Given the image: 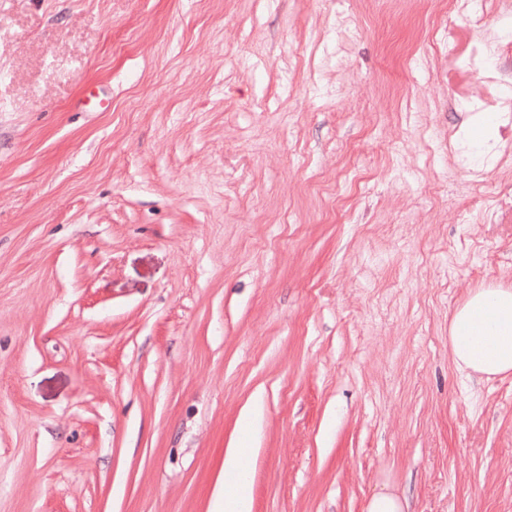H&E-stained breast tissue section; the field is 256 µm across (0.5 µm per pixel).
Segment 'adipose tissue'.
<instances>
[{"label": "adipose tissue", "mask_w": 512, "mask_h": 512, "mask_svg": "<svg viewBox=\"0 0 512 512\" xmlns=\"http://www.w3.org/2000/svg\"><path fill=\"white\" fill-rule=\"evenodd\" d=\"M448 346L456 368L468 379L512 376V287L470 291L451 319ZM242 456L239 448L224 455L226 482L216 493L218 512H250L248 485L238 478Z\"/></svg>", "instance_id": "1"}]
</instances>
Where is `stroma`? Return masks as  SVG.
I'll return each instance as SVG.
<instances>
[{
	"mask_svg": "<svg viewBox=\"0 0 512 512\" xmlns=\"http://www.w3.org/2000/svg\"><path fill=\"white\" fill-rule=\"evenodd\" d=\"M512 19L443 0H0V512H512ZM256 409L253 421L244 413ZM448 346L470 380L512 376V287L470 291L451 319ZM244 449L230 448L224 455V477L230 478L231 482L224 480L216 493V502L219 507L216 512H250L249 489L246 482L237 479L243 469L242 456ZM408 508L405 498L386 488L369 499L366 512H406Z\"/></svg>",
	"mask_w": 512,
	"mask_h": 512,
	"instance_id": "35a3bbf8",
	"label": "stroma"
}]
</instances>
